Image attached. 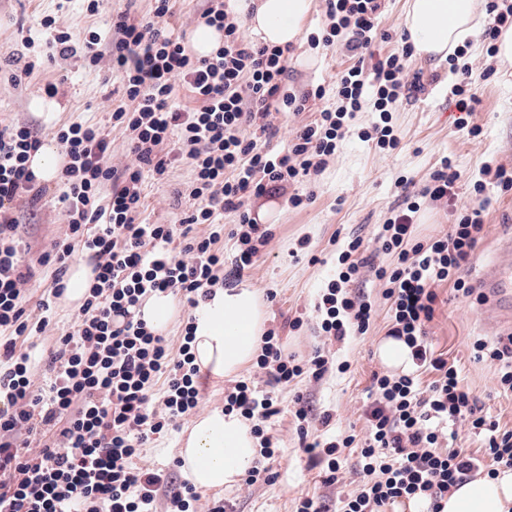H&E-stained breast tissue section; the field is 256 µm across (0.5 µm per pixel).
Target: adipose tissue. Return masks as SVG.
<instances>
[{
  "label": "adipose tissue",
  "mask_w": 512,
  "mask_h": 512,
  "mask_svg": "<svg viewBox=\"0 0 512 512\" xmlns=\"http://www.w3.org/2000/svg\"><path fill=\"white\" fill-rule=\"evenodd\" d=\"M313 0H238L260 41L296 43ZM482 24L478 0H407L404 27L415 52L445 58L473 39ZM268 317L259 294L247 287L218 288L200 303L193 319L195 364L215 378H229L257 355ZM260 456V442L239 414L211 408L200 413L181 438V470L196 488L209 491L236 484ZM443 512H512V471L459 484Z\"/></svg>",
  "instance_id": "obj_1"
}]
</instances>
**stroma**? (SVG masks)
Segmentation results:
<instances>
[{
    "mask_svg": "<svg viewBox=\"0 0 512 512\" xmlns=\"http://www.w3.org/2000/svg\"><path fill=\"white\" fill-rule=\"evenodd\" d=\"M154 7V0H103L98 14L90 16L81 0H0V53H24L22 39L26 36L41 40L39 21L45 15L54 16L60 28L79 42L93 29L108 33L113 14L126 11L132 19L149 20ZM325 12V0H315L298 43L290 49L288 89L300 94L321 85L326 94L310 102L303 112L272 114L279 129L270 143L273 149H287L292 130L315 121L323 109L337 105L333 83L351 61L342 47L312 44V35L327 22ZM465 70L475 80L472 91L478 98L467 116L457 110L450 96L452 85ZM405 74L419 77L425 90L399 102L391 111L392 124L401 135L399 149L387 153L375 141L363 140V133L371 131L376 119L373 107L365 106L350 121L335 155L328 158L312 184L293 185V192H312V200L294 207L287 194L274 199L268 220L273 238L242 282L266 296L267 325L278 329L286 353L305 359L324 344L316 329L314 304L321 288L333 278L335 258L349 238H362L366 257L389 262V255L379 249L377 237L381 224L403 201L400 179L407 177L416 185H424L445 158L451 159L460 175L452 204L422 202L415 216L417 234L422 239L445 234L460 211L474 205V184L484 182V195L489 201L486 231L469 265V283H476L494 258L496 240L512 233V194L501 193L483 175L488 166L512 169V65L500 62L486 43L475 40L452 61L410 56L405 61ZM50 83L58 84V95L46 94L45 87ZM121 96V85L113 80L104 61L91 67L79 58L63 61L43 56L33 75L19 83L12 81L10 68L0 69V119L25 123L46 143L52 142L54 130L64 123L107 124ZM464 121L469 127H478L479 135L473 137L467 129H461ZM189 179L190 169L181 163L167 179L149 183L143 218L159 224L173 222L182 210L178 192ZM17 217L18 231L35 254L67 231L61 209L48 196L37 206L18 207ZM353 290L369 297L376 314L365 335L328 345L336 365L350 363L349 372L339 373L335 366L321 379L307 377L276 392L280 412L267 423L278 450L272 464L274 480L252 487L240 482L203 492L196 504L197 512H211L224 501L232 504L234 512H298L305 496L321 498L330 512H337L340 499L355 489L359 479L357 447L342 449L337 481L326 484L323 473L308 465L294 419V400L301 395L310 401L315 414L327 412L332 416L326 427L312 422L310 433L325 438L342 433L354 436L357 442L366 435L363 410L367 391L373 373L386 371L376 347L385 336L388 304L381 286L371 276H363ZM435 291L436 310L429 325L435 349L454 362L485 411L501 425L512 427V394L501 392L494 365L476 359L472 349L474 340L496 341L480 321L482 300L459 298L448 283L436 286ZM301 313L306 316L303 328L289 330V320ZM80 319L78 306L58 300L50 326L27 341L28 350L33 356H41ZM188 425V420H181L179 427L152 440L143 451L142 463L163 470L174 481H183L178 440Z\"/></svg>",
    "mask_w": 512,
    "mask_h": 512,
    "instance_id": "1",
    "label": "stroma"
}]
</instances>
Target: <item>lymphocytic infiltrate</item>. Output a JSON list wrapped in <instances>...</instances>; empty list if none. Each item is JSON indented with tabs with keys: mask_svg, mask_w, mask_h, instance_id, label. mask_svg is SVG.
<instances>
[{
	"mask_svg": "<svg viewBox=\"0 0 512 512\" xmlns=\"http://www.w3.org/2000/svg\"><path fill=\"white\" fill-rule=\"evenodd\" d=\"M380 9L381 0H327L330 23L322 42H343L354 63L336 78L338 107L295 128L284 152L269 147L276 134L269 116L304 111L311 94L285 89L288 48L246 40L242 17L229 0H207L199 14L224 33L223 45L203 58L187 50L183 35L123 14L113 20L110 40L92 31L79 44L57 28L53 16L41 19L51 57L79 56L92 66L109 57L124 97L113 107L111 121L129 132L133 161L119 171L108 165L110 141L100 125L73 122L55 131L66 159L58 202L69 232L32 265L23 257L11 205H33L46 195L29 167L42 143L29 127L0 122V512H157L163 495L173 512H191L199 499L193 486L169 489L167 474L137 461L153 435L202 400L192 337L184 335L178 350H171L135 310L157 292L181 295L195 308L214 287L236 286L272 237L252 221L246 200L278 194L319 174L365 101H372L379 114L373 127L378 146L399 147L390 108L419 85L406 82L402 54L374 52ZM180 85L194 94L197 106L177 102ZM182 161L193 172L186 188L189 208L171 224L145 222L146 180L163 177ZM483 190L476 184L475 204L447 233L424 242L415 238L418 201L394 210L379 232L390 264L370 265L361 255V239H351L337 257L335 279L314 306L327 340L365 334L373 306L351 294L348 285L363 268H371L389 304L387 334L404 340L413 364L411 372L372 378L361 479L343 512H383L396 499L415 496L427 502L429 512H441L452 488L474 472L483 469L493 477L499 469H512V428L487 418L457 368L436 353L427 334L435 285L450 283L465 299L474 293L463 271L485 232ZM228 213L238 217L229 230L222 224ZM197 224L211 225L209 235L194 236ZM226 232L237 243L229 264L218 247ZM175 242L180 245L176 251L171 248ZM78 250L92 261L95 281L80 307L82 320L47 357L52 382L42 392L34 387L31 356L16 339L44 332ZM40 266L51 268L52 279L35 317L24 305L21 287ZM328 364L320 349L305 360L285 353L271 329L262 336L257 357L269 392L259 393L244 381L225 389V412L251 421L262 443L263 462L249 470L246 485L272 478L268 461L275 450L265 424L278 412L273 388L304 376L321 378ZM426 373L432 376L427 383L422 380ZM159 384L164 390L158 399ZM459 422L481 436L485 459L463 450H438L443 429ZM37 435L52 442L35 452L29 439Z\"/></svg>",
	"mask_w": 512,
	"mask_h": 512,
	"instance_id": "obj_1",
	"label": "lymphocytic infiltrate"
}]
</instances>
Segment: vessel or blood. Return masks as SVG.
Instances as JSON below:
<instances>
[{"mask_svg": "<svg viewBox=\"0 0 512 512\" xmlns=\"http://www.w3.org/2000/svg\"><path fill=\"white\" fill-rule=\"evenodd\" d=\"M486 311L484 317L500 329L512 334V238L502 240L495 261L477 281Z\"/></svg>", "mask_w": 512, "mask_h": 512, "instance_id": "b4317fda", "label": "vessel or blood"}]
</instances>
